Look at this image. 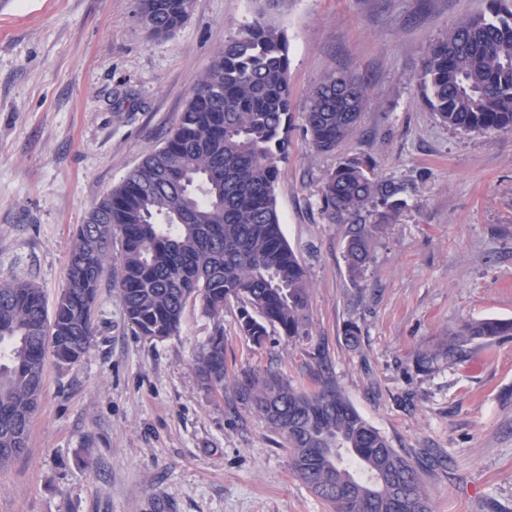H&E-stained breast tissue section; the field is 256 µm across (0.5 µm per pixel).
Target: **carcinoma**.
<instances>
[{"mask_svg":"<svg viewBox=\"0 0 512 512\" xmlns=\"http://www.w3.org/2000/svg\"><path fill=\"white\" fill-rule=\"evenodd\" d=\"M255 19L224 44L163 145L143 159L88 211L71 242L68 283L53 314L31 282L0 281V468L26 448L38 409L47 355L78 363L94 334L102 273L112 242L122 260L112 281L136 332L163 341L180 328L188 303L214 320L194 365L200 382L231 384L288 443L298 477L333 512H433L423 469L350 404L320 373L311 388L280 374L224 364V305L242 302L240 335L255 345L268 327L289 339L310 335L309 283L288 245L275 197L279 163L288 157L293 122L289 40L266 21L288 0H258ZM192 0H138L151 34L174 33ZM430 109L466 133L512 131V0H490L489 15L460 19L431 46L418 77ZM369 101L367 87L345 73L323 77L303 121L316 153L352 136ZM322 210L350 224L343 257L350 279L363 280L372 227L390 224L407 207L402 188L382 179L367 159L343 158L322 185ZM512 336V320L465 321L434 352L429 367L456 360L470 345Z\"/></svg>","mask_w":512,"mask_h":512,"instance_id":"cac0c4a2","label":"carcinoma"}]
</instances>
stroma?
Returning <instances> with one entry per match:
<instances>
[{"label":"stroma","instance_id":"35a3bbf8","mask_svg":"<svg viewBox=\"0 0 512 512\" xmlns=\"http://www.w3.org/2000/svg\"><path fill=\"white\" fill-rule=\"evenodd\" d=\"M257 0H193L153 37L137 0H0V280L54 306L85 213L177 125ZM488 0H290L295 109L327 74L368 85L356 134L316 154L302 120L275 188L282 231L310 286V333L240 336L224 307L229 373L276 371L309 387L329 373L353 407L425 467L434 512H512V338L420 370L464 321L512 318V132L442 123L418 85L430 42ZM368 156L407 206L376 232L362 282L348 225L322 211L339 157ZM360 330L346 342L347 323ZM214 327L197 304L162 342L128 323L111 274L87 355L48 363L28 446L0 469V512H331L291 469L284 438L232 387L208 392L194 360Z\"/></svg>","mask_w":512,"mask_h":512}]
</instances>
